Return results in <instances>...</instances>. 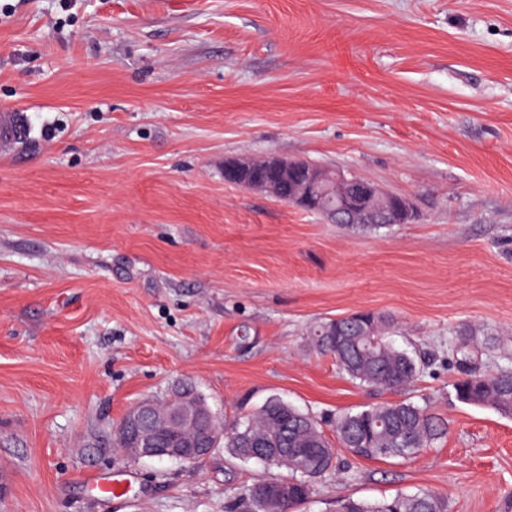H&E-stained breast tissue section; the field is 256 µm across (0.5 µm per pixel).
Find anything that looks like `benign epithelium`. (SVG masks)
Instances as JSON below:
<instances>
[{
  "label": "benign epithelium",
  "mask_w": 512,
  "mask_h": 512,
  "mask_svg": "<svg viewBox=\"0 0 512 512\" xmlns=\"http://www.w3.org/2000/svg\"><path fill=\"white\" fill-rule=\"evenodd\" d=\"M253 165L254 159L249 157L229 160L224 164V176H237L252 170ZM285 183L292 189L286 204L299 209L314 206L313 194L319 189L340 191L336 207L324 211L334 224H407L416 215L407 196L388 192L362 178H348L334 168L298 160L271 157L264 164L263 174L239 185L281 201L280 188ZM203 414L189 392L163 403L138 402L126 414L136 442V447L127 452L138 457L189 461L206 457L218 447L219 438H200L198 423Z\"/></svg>",
  "instance_id": "obj_1"
}]
</instances>
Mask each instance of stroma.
Returning a JSON list of instances; mask_svg holds the SVG:
<instances>
[{"instance_id":"1","label":"stroma","mask_w":512,"mask_h":512,"mask_svg":"<svg viewBox=\"0 0 512 512\" xmlns=\"http://www.w3.org/2000/svg\"><path fill=\"white\" fill-rule=\"evenodd\" d=\"M0 512H224L284 478L216 449L130 458L112 428L191 384L217 417L281 397L339 412L410 398L448 434L410 459L341 454L302 512L431 489L512 512V417L458 401L463 325L512 366V0H0ZM304 159L411 197L371 232L226 183ZM394 317L423 374L351 382L310 343ZM120 498H113L112 488Z\"/></svg>"}]
</instances>
